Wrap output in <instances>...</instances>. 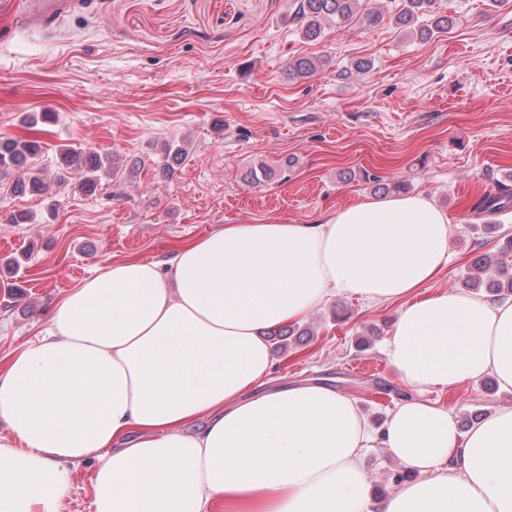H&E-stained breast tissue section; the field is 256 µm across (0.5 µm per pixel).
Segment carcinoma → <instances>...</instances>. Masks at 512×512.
Segmentation results:
<instances>
[{
	"instance_id": "cac0c4a2",
	"label": "carcinoma",
	"mask_w": 512,
	"mask_h": 512,
	"mask_svg": "<svg viewBox=\"0 0 512 512\" xmlns=\"http://www.w3.org/2000/svg\"><path fill=\"white\" fill-rule=\"evenodd\" d=\"M364 0H293L291 21L303 38L318 42L333 26L359 21L363 25H376L383 16L380 12L362 7ZM396 25L411 31L422 40L432 38L436 33L448 29L452 21L446 15L434 12V0H403V7L394 14ZM320 67V60L313 57H299L289 63L290 75L306 78ZM188 140H169L162 146L160 172L168 176L174 165L184 163L189 155ZM58 164L80 175V186L95 187L104 178L121 177V169L109 156H101L82 148L68 146L59 150ZM293 167L289 158L282 161L279 169L260 166L252 171L249 178L254 181L288 178ZM47 166L43 163L40 141L31 137H0V193H21L28 189L34 194H45L50 184L46 178ZM512 207V190L504 187L495 195L487 194L478 199L474 209L490 218L488 228L497 229L494 218ZM503 240L500 254H483L472 262V270L464 285L472 291L486 289L493 296L512 295V235H501Z\"/></svg>"
}]
</instances>
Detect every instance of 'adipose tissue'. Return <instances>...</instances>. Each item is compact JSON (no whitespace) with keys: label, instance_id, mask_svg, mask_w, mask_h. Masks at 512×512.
<instances>
[{"label":"adipose tissue","instance_id":"obj_1","mask_svg":"<svg viewBox=\"0 0 512 512\" xmlns=\"http://www.w3.org/2000/svg\"><path fill=\"white\" fill-rule=\"evenodd\" d=\"M452 236L419 193L105 260L0 367V512H60L89 460L94 512H370V448L413 474L381 512H512V403L462 435L421 397L512 391V296L431 287ZM336 297L400 306L385 354L411 394L382 423L328 386L262 387L267 331Z\"/></svg>","mask_w":512,"mask_h":512}]
</instances>
